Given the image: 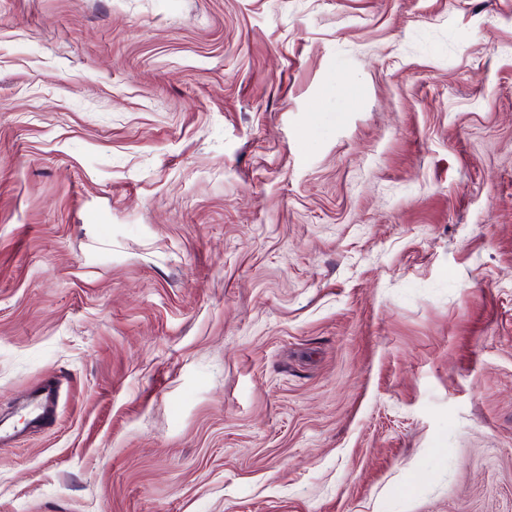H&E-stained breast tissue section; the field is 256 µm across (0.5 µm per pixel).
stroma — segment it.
<instances>
[{
  "mask_svg": "<svg viewBox=\"0 0 512 512\" xmlns=\"http://www.w3.org/2000/svg\"><path fill=\"white\" fill-rule=\"evenodd\" d=\"M0 425V512H512V0H0ZM43 389L45 402L33 403L27 409V414L37 423L36 427H43L49 423L56 398V389L52 385H45Z\"/></svg>",
  "mask_w": 512,
  "mask_h": 512,
  "instance_id": "obj_1",
  "label": "stroma"
}]
</instances>
